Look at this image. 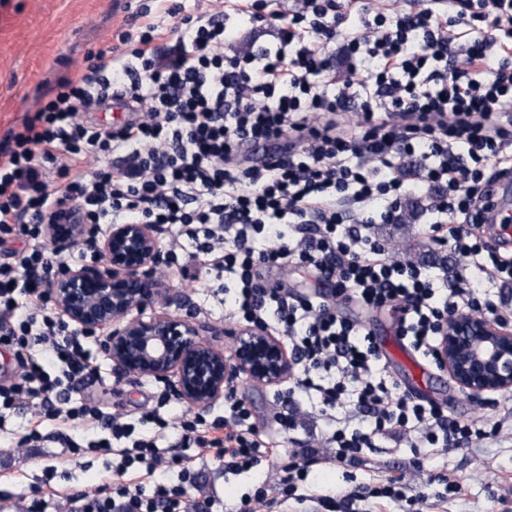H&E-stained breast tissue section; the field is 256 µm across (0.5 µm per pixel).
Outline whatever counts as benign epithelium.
<instances>
[{
  "label": "benign epithelium",
  "mask_w": 512,
  "mask_h": 512,
  "mask_svg": "<svg viewBox=\"0 0 512 512\" xmlns=\"http://www.w3.org/2000/svg\"><path fill=\"white\" fill-rule=\"evenodd\" d=\"M162 233L158 224L134 222L112 224L98 235L88 224L47 225L54 248L87 242L102 257L66 267L48 289L69 323L102 338L114 377L163 381L192 409L215 405L241 379L262 386L291 379L296 358L272 331L242 326L226 332L185 310V291L165 287ZM225 335L231 336L227 347ZM438 356L473 397L512 390V332L482 314L448 319Z\"/></svg>",
  "instance_id": "obj_1"
}]
</instances>
